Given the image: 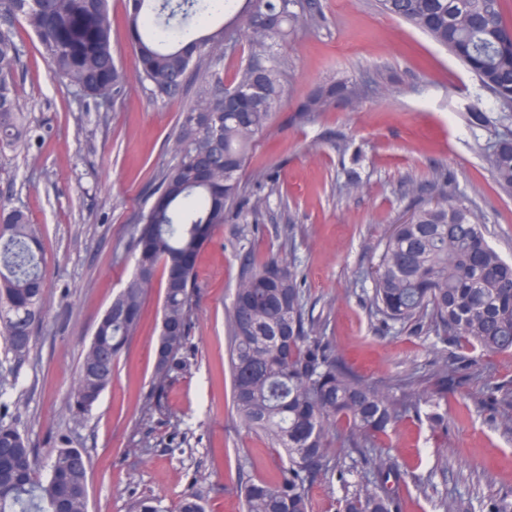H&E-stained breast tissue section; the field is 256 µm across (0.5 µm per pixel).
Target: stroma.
<instances>
[{
	"label": "stroma",
	"mask_w": 512,
	"mask_h": 512,
	"mask_svg": "<svg viewBox=\"0 0 512 512\" xmlns=\"http://www.w3.org/2000/svg\"><path fill=\"white\" fill-rule=\"evenodd\" d=\"M323 27L301 24L280 48L290 81L280 109L249 155L244 179L271 178L258 214L230 211L197 260L200 303L190 328L187 374L168 385L167 416L145 417L164 289L148 296L140 327L112 384L82 422L66 398L96 325L132 276V233L154 202L158 172L172 158L179 117L196 84L168 99L141 84L127 35L128 0H109L112 46L127 76L122 97L96 105L50 77L35 36L14 23L21 57L19 103L40 137L0 155V202H20L42 228L46 300L29 357L0 337V379L8 416L46 467L59 435L89 462L88 512H128L158 496L174 512L184 491L203 492L211 512H243L237 486L276 478L280 461L242 428L232 405L226 316L249 252L296 262L308 311L356 373L386 380L436 361L458 363L448 389L447 433L427 419L399 422L381 441L400 474L391 488L401 512H440L441 496L473 500L512 488V407L496 405L483 380L512 383L511 354L464 352L375 316L367 276L393 225L422 202L445 173L477 212L486 239L512 260V197L496 186L475 145L468 108L478 86L427 35L384 13L378 0H316ZM385 84L381 94L338 101L300 119L297 102L330 79ZM355 170L362 189L345 187ZM425 185L405 195L408 182ZM248 466H241V458ZM431 476V487L414 480Z\"/></svg>",
	"instance_id": "1"
}]
</instances>
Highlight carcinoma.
Returning a JSON list of instances; mask_svg holds the SVG:
<instances>
[{
    "mask_svg": "<svg viewBox=\"0 0 512 512\" xmlns=\"http://www.w3.org/2000/svg\"><path fill=\"white\" fill-rule=\"evenodd\" d=\"M108 0H0V15L22 22L37 38L52 77L100 104L118 99L126 74L112 54ZM130 0L128 38L139 81L169 98L180 95L190 68L202 73L196 95L180 114L173 159L159 174L156 199L134 233L133 276L112 299L86 349L74 389L71 417L88 414L112 384L117 362L137 333L142 306L162 275V328L155 349L152 389L161 408L166 387L189 369L185 350L198 305L196 263L227 210L246 196L249 150L267 128L288 85V59L277 49L288 32L325 23L311 0ZM382 9L447 49L491 93L469 108L470 126L489 135L477 147L499 190L512 196V27L503 0H381ZM229 16L218 29L172 42L150 28L166 21L212 14ZM231 43L246 56L232 80L246 111L224 107V79L214 70L217 51ZM20 48L12 28L0 30V150L33 140L17 101L13 77ZM358 82L330 81L303 96L298 117L321 112L341 98L358 99ZM433 185L442 202H427L409 221L393 225L372 274L373 313L427 336H450L463 349L512 354V262L487 242L479 218L456 198L448 177ZM41 232L26 211L0 204V333L15 357L29 355L45 296ZM192 264L181 269L182 257ZM232 401L242 425L263 436L283 464L272 481L248 477L237 487L245 512H312L318 481L344 490L336 512H399L388 488L394 465L376 443L402 418L428 405L434 427L448 403L454 368L444 361L427 378L389 381L357 375L336 356L307 312V297L290 263L245 258L227 316ZM88 464L59 440L41 476L34 449L15 421L0 420V512H87ZM180 512H206L201 493L189 489ZM130 512H168L162 499L145 497ZM475 512H512V489L477 501Z\"/></svg>",
    "mask_w": 512,
    "mask_h": 512,
    "instance_id": "cac0c4a2",
    "label": "carcinoma"
}]
</instances>
